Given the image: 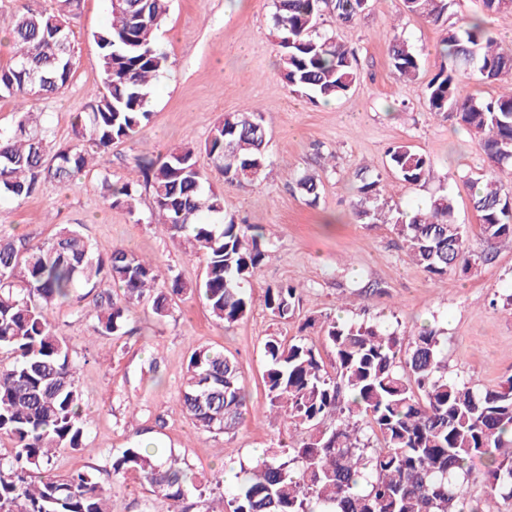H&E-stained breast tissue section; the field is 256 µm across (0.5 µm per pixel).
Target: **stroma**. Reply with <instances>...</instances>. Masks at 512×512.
Instances as JSON below:
<instances>
[{
	"label": "stroma",
	"instance_id": "35a3bbf8",
	"mask_svg": "<svg viewBox=\"0 0 512 512\" xmlns=\"http://www.w3.org/2000/svg\"><path fill=\"white\" fill-rule=\"evenodd\" d=\"M273 0H170L156 33L168 67L150 89L151 118L134 141L113 145L106 169L92 166L66 185L45 183L24 200L0 202V236L50 239L58 225H79L98 249L123 246L153 259L161 278L176 273L188 283L203 266L188 259L185 245L158 233L149 193L135 212L105 200L103 178L126 176L144 157L157 159L186 141L203 143L225 113L260 108L268 129L272 164L255 182L211 185L224 196V212L262 227L274 245L255 273L247 314L231 327L213 321L197 296L178 300L159 318L146 306L131 315L134 332L102 336L95 317L57 307L53 321L78 365L89 420L85 445L62 448L55 472L95 469L111 487L110 512H154L152 497L136 473L113 479V453L142 441L184 457L198 482L208 483L273 443L287 441L283 422L257 419L266 394L263 344L267 336H301L331 361L322 321L361 312L386 321L407 337L424 324L443 328L450 378L499 388L512 379V313L496 306L512 289V250L488 243L472 207L468 178L488 167L480 142L457 119L431 114L424 90L442 62V25L409 14L403 0H369L355 21L323 18V31L356 53L359 81L346 97L314 104L286 86L272 34ZM110 19V0H80L71 24L76 68L65 94L41 101L44 118L62 142L72 139L71 119L84 111L103 83L93 38ZM399 32L418 52L420 75L409 82L393 73L387 39ZM406 143L425 153L435 168L426 185L398 179L387 165L390 147ZM378 179L391 214L409 211L435 195L454 199L474 263L470 270L429 278L413 263L391 225L368 224L355 215L358 172ZM319 183L317 205H308L296 182L303 174ZM299 287L293 319L281 321L264 306L267 287ZM216 347L239 363L250 415L233 438L198 432L180 403L191 352Z\"/></svg>",
	"mask_w": 512,
	"mask_h": 512
}]
</instances>
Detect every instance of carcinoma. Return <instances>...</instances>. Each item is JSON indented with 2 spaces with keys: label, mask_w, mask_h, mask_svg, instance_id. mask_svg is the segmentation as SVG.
Returning <instances> with one entry per match:
<instances>
[{
  "label": "carcinoma",
  "mask_w": 512,
  "mask_h": 512,
  "mask_svg": "<svg viewBox=\"0 0 512 512\" xmlns=\"http://www.w3.org/2000/svg\"><path fill=\"white\" fill-rule=\"evenodd\" d=\"M168 0H111L106 29L94 34L103 91L71 121L74 140L60 143L42 122L37 101L68 90L76 65L69 40L75 0H57L53 13L26 9L6 17L13 64L0 69V96L17 101L18 120L0 130V199H24L41 183H69L93 163L106 168L112 146L135 139L150 120L152 84L168 56L154 39ZM406 10L446 22L456 0H404ZM278 66L288 88L311 102L347 96L359 80L353 50L336 33L320 31L333 8L336 21L360 16L362 0H273ZM441 53L448 64L427 82L429 112L455 115L481 136L492 172L470 182L473 207L485 237L512 248V194L501 192L497 173L512 167V86L496 98L462 94L474 74L494 81L512 75V49L498 46L481 16L447 26ZM395 73L414 80L418 55L398 33L389 41ZM263 113L254 108L224 115L203 145L181 147L138 167V177L112 183V207L133 212L141 188L151 192L155 224L171 238L187 235L203 277L188 284L174 275L159 285L157 266L121 246L96 251L79 226L61 224L47 242L0 238V437L16 448L0 460V512H108L112 489L94 472L32 478L48 472L57 448H81L87 433L78 366L52 320L54 308L75 313L89 299L97 331L122 336L132 309L144 302L165 317L175 299L198 295L210 315L229 327L250 309L248 288L269 258L271 244L256 225L224 215V197L206 188L212 170L229 185L258 179L271 165ZM205 153L209 168L198 163ZM388 165L409 184L434 178L430 159L407 144L388 151ZM356 214L372 222L386 216L379 182L361 178ZM446 194L390 218L413 262L431 278L471 264ZM300 289L265 290L264 305L281 320L293 317ZM334 353L332 370L302 336L264 341L268 411L294 429L291 441L267 449L243 478L222 492L197 486L182 459H162L139 443L112 455V477L135 471L159 512H490L464 494L470 463L489 461L491 495L512 499V381L490 389L448 378L442 330L425 325L408 340L381 322L326 318ZM193 425L233 436L248 411L237 360L222 350L191 353L180 393Z\"/></svg>",
  "instance_id": "1"
}]
</instances>
